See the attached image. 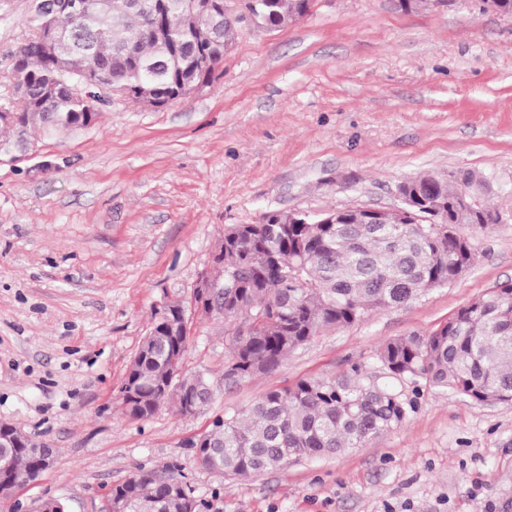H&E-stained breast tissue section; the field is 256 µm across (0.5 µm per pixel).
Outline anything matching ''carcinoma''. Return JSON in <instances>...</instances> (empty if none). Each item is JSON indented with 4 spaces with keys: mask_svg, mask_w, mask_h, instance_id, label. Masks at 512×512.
Masks as SVG:
<instances>
[{
    "mask_svg": "<svg viewBox=\"0 0 512 512\" xmlns=\"http://www.w3.org/2000/svg\"><path fill=\"white\" fill-rule=\"evenodd\" d=\"M55 0L30 10L31 38L14 55L10 98L0 114V145L24 134L23 152L34 148L35 129L63 134L94 125L87 100L94 88H67L61 78L96 76L115 89L129 87L143 104L172 100L177 85L207 83L224 60L234 24L221 5L210 12L198 0H104L101 10L78 24ZM312 0H254V15L275 32L306 14ZM53 30L42 45L45 28ZM413 204L383 222L367 220L359 206L320 214L327 224H292L288 213L268 211L258 224H233L210 260V273L224 281L215 316L235 323L224 352V391L277 370L292 352L320 331L362 320L371 311L405 307L434 288L461 279L474 263L468 236L448 237L441 223L455 220L462 192L478 198L474 225L500 221L487 206L490 175L458 171L452 181L421 173L400 184ZM175 303L167 316L155 312L121 388L125 415L147 420L162 407L192 416L214 398L203 372L185 374L184 315ZM384 375L450 390L479 403L512 402V282L459 308L427 336L386 341L375 353ZM412 401L386 384L358 375L301 380L274 390L241 412L226 413L196 443L198 465L214 474L245 477L279 469L307 457L341 455L400 425ZM43 447L25 437L0 445V487L38 479ZM119 512H206L207 504L174 476L143 471L115 487Z\"/></svg>",
    "mask_w": 512,
    "mask_h": 512,
    "instance_id": "cac0c4a2",
    "label": "carcinoma"
}]
</instances>
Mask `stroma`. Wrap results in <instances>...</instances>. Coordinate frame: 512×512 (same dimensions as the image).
Instances as JSON below:
<instances>
[{"label":"stroma","mask_w":512,"mask_h":512,"mask_svg":"<svg viewBox=\"0 0 512 512\" xmlns=\"http://www.w3.org/2000/svg\"><path fill=\"white\" fill-rule=\"evenodd\" d=\"M29 3L0 0L1 96ZM33 140L31 155L0 156V420L58 456L0 512L46 498L101 512L113 485L168 469L209 512H501L512 501V403L408 381L396 384L414 403L408 418L337 457L218 477L193 448L217 416L298 381L357 366L384 382L383 342L428 335L512 282V17L478 0H313L284 30L237 28L210 82L174 103L116 96L95 125ZM463 169L493 175L502 216L466 227L464 278L320 333L193 416L124 415L120 390L155 311L190 301L225 227L270 210L389 208L407 178ZM232 331L194 321L184 371L221 390Z\"/></svg>","instance_id":"stroma-1"}]
</instances>
